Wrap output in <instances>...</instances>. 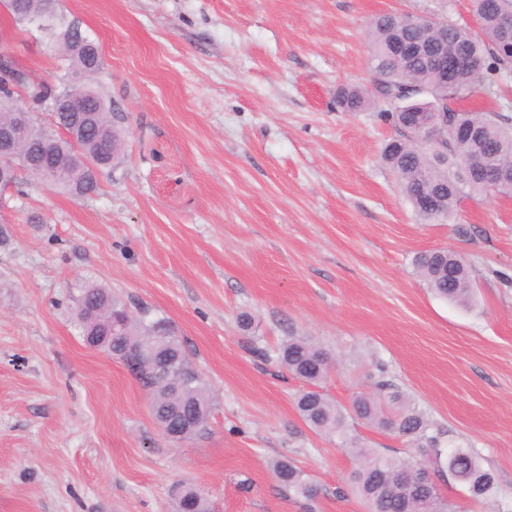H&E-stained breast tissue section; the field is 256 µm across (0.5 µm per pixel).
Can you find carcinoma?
Listing matches in <instances>:
<instances>
[{
	"label": "carcinoma",
	"mask_w": 512,
	"mask_h": 512,
	"mask_svg": "<svg viewBox=\"0 0 512 512\" xmlns=\"http://www.w3.org/2000/svg\"><path fill=\"white\" fill-rule=\"evenodd\" d=\"M477 29L442 21L414 31L408 17L393 13L377 17L370 30L371 88L344 86L336 91V104L346 112L374 110L393 125L396 136L384 151L387 165L397 175L398 184L417 186L421 197L409 202L422 220L444 221L465 198L499 194L512 197V189L495 191L485 181L467 178L458 165L466 153L465 136L477 127L487 148L489 167L512 172V116L493 108L470 110L462 102L479 86L490 98L500 94L498 80L512 74V45L503 44L496 13L512 11V0H471ZM29 18L10 12L19 27L38 18L42 32L66 50L69 71L56 91H67L70 78L84 71L82 58L67 52L71 36L70 20L60 8H46L42 0H26ZM458 57L467 62L448 77L461 91L457 99L447 97L442 82L433 74L432 55ZM20 96L0 85V122L14 118ZM430 113L439 125V140L430 148L419 139L414 126L416 114ZM95 132L73 145L62 134L35 118V145L38 151L56 159L65 180L56 188L77 198L86 191L87 163L98 160L102 145L98 134L112 137L116 145L115 162L123 157L124 132L112 129V105L92 115ZM39 157L25 163L15 160L19 175L12 187L24 192L30 181H43L37 165ZM416 267L428 288L437 296L466 305L473 297L471 269L456 252L432 249L417 256ZM74 319L80 335L102 338L110 331L112 319H125L122 335L108 339L106 350L118 357L150 389V407L159 423L169 419L168 410L178 407L192 419L190 435L206 429L211 414V395L207 384L193 365L184 344L172 334L163 319L127 315L126 303L100 286H89L73 297ZM175 361L174 378L168 384L155 381L154 368L159 356ZM276 363L306 383L310 390L299 394L296 406L303 421L314 431L338 435L342 446L351 450L356 463L347 486L362 500L367 512H454V506L441 494L434 480L448 476L464 484L473 500L486 498L496 484V476L469 448L445 453L439 434L431 424L387 380L380 379L370 394L356 396L346 408L319 390L330 371L327 353L307 336L291 335L278 347ZM395 430L417 448L408 458L390 456L359 444V436L348 434V419ZM276 481L305 498H313L317 487L295 463L282 457L271 466ZM177 512H214L206 493L185 483L177 496Z\"/></svg>",
	"instance_id": "carcinoma-1"
}]
</instances>
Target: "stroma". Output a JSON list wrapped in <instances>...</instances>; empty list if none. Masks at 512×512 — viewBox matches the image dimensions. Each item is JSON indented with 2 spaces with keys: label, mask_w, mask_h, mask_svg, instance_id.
<instances>
[{
  "label": "stroma",
  "mask_w": 512,
  "mask_h": 512,
  "mask_svg": "<svg viewBox=\"0 0 512 512\" xmlns=\"http://www.w3.org/2000/svg\"><path fill=\"white\" fill-rule=\"evenodd\" d=\"M102 49L93 84L125 117L124 156L76 199L0 195V512H175L191 482L218 512H365L338 496L351 454L313 431L304 384L255 349L312 337L342 406L386 375L445 451L473 449L497 484L456 512H512V198L463 199L423 222L382 159L393 128L336 104L370 83L383 13L475 27L470 0H62ZM0 52L33 83L68 62L0 12ZM446 247L474 301L435 297L415 267ZM95 284L166 319L206 381L205 432L173 442L125 364L88 348L69 295ZM254 318L239 326L241 313ZM317 485L279 486L273 459Z\"/></svg>",
  "instance_id": "35a3bbf8"
}]
</instances>
